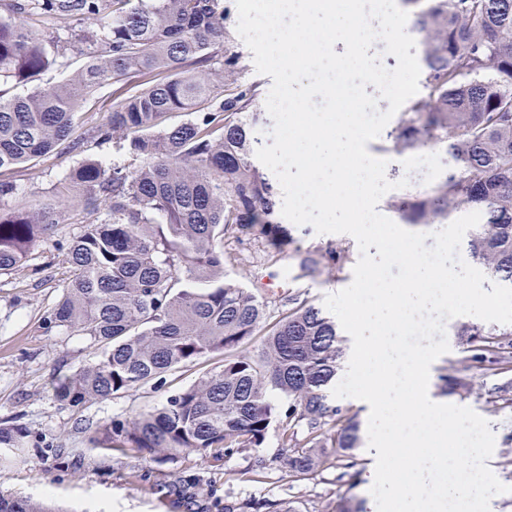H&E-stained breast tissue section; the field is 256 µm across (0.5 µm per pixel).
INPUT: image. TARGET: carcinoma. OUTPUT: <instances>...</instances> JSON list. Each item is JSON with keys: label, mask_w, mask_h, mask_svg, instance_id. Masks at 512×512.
I'll use <instances>...</instances> for the list:
<instances>
[{"label": "carcinoma", "mask_w": 512, "mask_h": 512, "mask_svg": "<svg viewBox=\"0 0 512 512\" xmlns=\"http://www.w3.org/2000/svg\"><path fill=\"white\" fill-rule=\"evenodd\" d=\"M415 26L423 41L424 93L409 100L398 136L404 148L446 144L458 164L430 193L395 204L410 224L441 213H480L470 258L512 282V0H426ZM34 12L82 16L100 30L102 49L65 82L0 97V194L13 171L69 141L79 107L93 88L112 83L115 101L97 130L119 139L143 164L110 169L86 160L56 184L58 202L83 191L103 213L62 249L74 269L49 324L88 336L94 359L54 387L55 398L82 407L126 392L209 355L224 357L166 403L130 421L96 430V448L175 460L191 454L220 461L263 447L272 426L288 449V474L312 480L325 460L313 449L332 439L347 451L355 427L329 405L336 376V323L298 295L279 299L284 313L253 355L239 349L265 324L266 304L224 281V235L263 236L278 229L269 183L251 160L243 114L258 89L233 76L222 0H30L22 18L0 19V78L28 81L55 65L46 42L26 26ZM224 57V97L213 95ZM172 112L189 118L164 126ZM58 206L0 212V273L23 266L31 248L59 223ZM299 276L320 261L295 250ZM467 360L502 376L496 399L512 404V331L465 326ZM303 437H298V432ZM20 428L0 429V448L24 447ZM272 460L253 456L246 481L271 478ZM202 495L216 512H293L268 497H212L196 475H179L161 491ZM0 512H55L47 504L0 494Z\"/></svg>", "instance_id": "1"}]
</instances>
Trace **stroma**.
Listing matches in <instances>:
<instances>
[{"label":"stroma","instance_id":"1","mask_svg":"<svg viewBox=\"0 0 512 512\" xmlns=\"http://www.w3.org/2000/svg\"><path fill=\"white\" fill-rule=\"evenodd\" d=\"M229 16L225 22L230 34V52L238 60L239 83L257 85L259 97L254 110L259 119L254 135L259 144L269 143L271 117L266 97L272 86L269 76L256 71L253 54L238 35L235 0H226ZM30 27L47 40L57 55V65L41 72L33 82L8 78L0 81V94L10 97L31 86L50 87L64 82L83 66L96 29L88 21L72 16L60 20L34 15ZM114 102L113 88L104 85L87 95L82 119L72 136V146L38 158L28 167L17 169L12 180L13 193L0 197V209L11 211L38 208L55 202V185L68 171L87 159L105 166H139L115 144L98 140L96 128L108 116ZM406 117L398 110L379 137L367 145L376 158L387 160L386 177L395 182L404 177V164L416 152L396 146L399 125ZM286 244L284 253H275L259 238L224 242L226 251L235 253V263L226 265L227 282L251 290L268 302L270 319L281 314L276 301L286 292L301 294L316 306H323L327 295L347 287L353 279V264L359 258L356 240L347 234H317L311 225H296L279 218ZM79 230L75 224H56L33 247L27 269L0 274V427L22 425L27 431V462L0 463V493L29 500H53L67 512H192L190 503L153 491L152 486L172 480L185 468L197 470L217 496H267L288 502L294 512H336L338 504L348 502L355 512H363L368 490L361 474L368 464L360 449H353V466H329L313 480L290 477L283 460L284 451L278 430H270L260 453L271 459L275 472L262 483H243L239 471L248 467V454H237L222 461L193 455L185 459L158 462L137 460L128 467L120 451L94 448L91 439L99 426L113 420H130L159 407L168 396L192 385L202 373L218 369L221 357L211 356L196 364L169 372L161 385L147 384L118 393L108 399L81 407L62 405L54 395L56 383L87 365L95 351L90 337L49 328L48 317L63 295L70 271L61 248L62 242ZM320 253L345 250L348 264L342 269L322 268L314 276L297 277L295 249ZM463 341L435 368L434 386L438 395L450 403L466 406L489 419L497 432L495 473L512 485V406L494 401L497 380L467 368ZM462 373L472 382L470 392L447 395L445 379Z\"/></svg>","mask_w":512,"mask_h":512}]
</instances>
